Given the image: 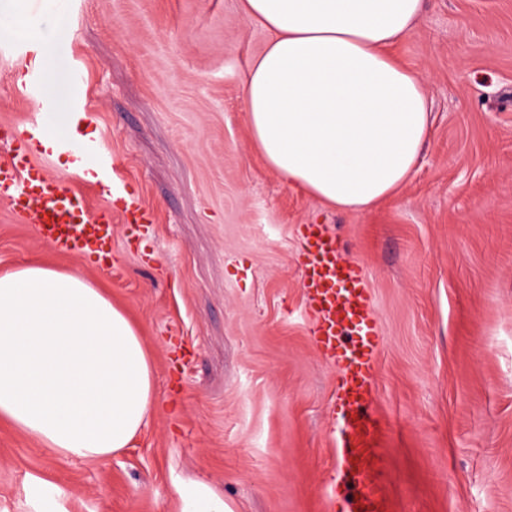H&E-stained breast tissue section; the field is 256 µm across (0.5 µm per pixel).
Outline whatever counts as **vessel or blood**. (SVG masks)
<instances>
[{"label":"vessel or blood","instance_id":"vessel-or-blood-1","mask_svg":"<svg viewBox=\"0 0 512 512\" xmlns=\"http://www.w3.org/2000/svg\"><path fill=\"white\" fill-rule=\"evenodd\" d=\"M0 57L9 63L16 93L36 107L26 121L0 123V140L12 146L9 160L0 163V204L21 223L32 225L39 239L57 252L91 259L96 269L111 272L113 217L126 224H148L151 213L130 184L110 183L112 160L100 145L68 143L50 136L56 107L37 42H0ZM83 84L80 67H73L69 118H78L86 110ZM61 151L69 153L77 167L89 171L99 184L108 185L110 206L89 210L82 195L41 166V158ZM298 236L297 262L311 341L336 372V398L329 409L337 432L336 489L344 497L346 512H387L375 477L382 432L373 408L381 335L371 292L361 265L345 257L343 246L327 225H300Z\"/></svg>","mask_w":512,"mask_h":512}]
</instances>
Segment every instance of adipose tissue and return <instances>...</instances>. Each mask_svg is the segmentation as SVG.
<instances>
[{
	"label": "adipose tissue",
	"instance_id": "obj_1",
	"mask_svg": "<svg viewBox=\"0 0 512 512\" xmlns=\"http://www.w3.org/2000/svg\"><path fill=\"white\" fill-rule=\"evenodd\" d=\"M424 0H242L271 34L244 108L268 169L328 206L367 209L418 166L431 118L422 77L389 47ZM157 404L139 329L79 270L32 260L0 274V420L64 459L127 448ZM178 512H233L209 483L173 484Z\"/></svg>",
	"mask_w": 512,
	"mask_h": 512
}]
</instances>
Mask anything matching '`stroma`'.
<instances>
[{
  "instance_id": "obj_1",
  "label": "stroma",
  "mask_w": 512,
  "mask_h": 512,
  "mask_svg": "<svg viewBox=\"0 0 512 512\" xmlns=\"http://www.w3.org/2000/svg\"><path fill=\"white\" fill-rule=\"evenodd\" d=\"M36 39L59 106L112 155L153 216L142 261L122 222L111 274L58 255L0 206V273L80 269L142 329L158 404L131 446L63 459L0 425V512L35 486L62 512H177L175 480L234 512H344L329 402L295 251L327 224L361 264L382 342L377 446L389 512H512V0H425L394 56L422 74L432 122L407 183L338 210L272 174L244 119L270 34L241 0H0V41ZM83 84L84 80L82 71L79 66H74L71 71L72 94L66 109L68 117L74 121L81 115V113L86 112V107L81 96Z\"/></svg>"
}]
</instances>
